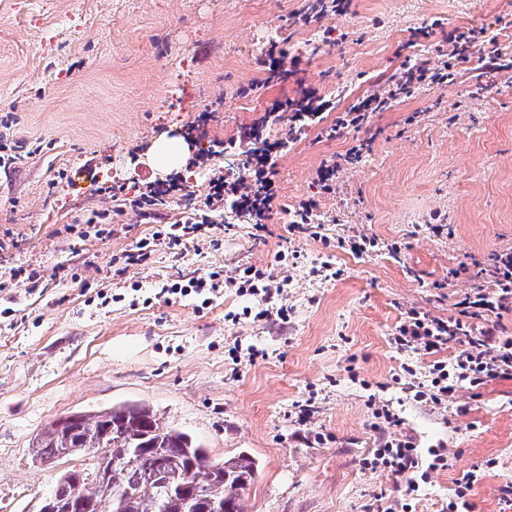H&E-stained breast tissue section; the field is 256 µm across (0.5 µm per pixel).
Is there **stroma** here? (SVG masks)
I'll list each match as a JSON object with an SVG mask.
<instances>
[{
  "instance_id": "obj_1",
  "label": "stroma",
  "mask_w": 512,
  "mask_h": 512,
  "mask_svg": "<svg viewBox=\"0 0 512 512\" xmlns=\"http://www.w3.org/2000/svg\"><path fill=\"white\" fill-rule=\"evenodd\" d=\"M336 3L324 13L319 0H0V155L24 148L0 167V274L20 266L40 278L38 289L15 281L0 292V512H37L77 465L33 462L47 423L123 402L152 406L212 460L253 455L244 512H443L477 463L471 512H500L512 484V380L460 390L441 408L415 401L404 389L430 359L397 350L389 334L412 309L456 316L493 254L512 251V0ZM456 28L485 29L502 68L474 53L448 85H421L325 138L323 127L404 68H442ZM268 53L273 79L257 64ZM308 91L328 104L320 123L296 135L283 118L263 131L287 143L273 157L278 199L264 237L227 209L213 213L207 240L159 245L146 264L126 265L141 240L181 219L182 204L149 224L109 187L132 197L177 178L205 197L215 171L242 167L236 144L268 106ZM163 137L187 153L158 170L147 160ZM332 160L341 167L327 193L317 171ZM304 200L316 204L315 239L288 232L287 212ZM95 212L110 223H89ZM360 234L377 247L338 248ZM286 250L300 255L284 271L288 323L242 318L258 304L248 295L207 304L161 292L216 268H266ZM326 259L341 276L313 274ZM102 288L120 302L100 305ZM251 346L260 358L233 360ZM374 398L394 402L419 448L448 457L418 495L363 467ZM305 401L316 408L308 425L292 414Z\"/></svg>"
}]
</instances>
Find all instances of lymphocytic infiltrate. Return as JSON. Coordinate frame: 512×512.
<instances>
[{
  "label": "lymphocytic infiltrate",
  "instance_id": "obj_1",
  "mask_svg": "<svg viewBox=\"0 0 512 512\" xmlns=\"http://www.w3.org/2000/svg\"><path fill=\"white\" fill-rule=\"evenodd\" d=\"M249 135L256 145L247 150L242 171L215 174L209 181L204 203H197L179 180L172 179L144 183L136 196L126 199V206L152 221L168 200L180 197L186 217L169 227L167 245L172 249L195 239L209 226L211 213L223 204L248 217L256 231H265L277 199L272 153L282 149L283 144L265 142L262 130L256 128ZM287 264L288 256L281 252L273 266L238 267L229 272L217 269L206 276H192L185 283L173 284L169 291L183 296H217L231 288L241 296L259 297L255 318L284 322L288 319V308L282 302L281 288L275 287L273 280L277 268ZM485 275L486 285L465 293L457 301L458 317L443 320L412 309L393 329L390 342L397 350L434 358L422 380L411 382L406 388L414 400L440 406L455 398L460 389L479 390L493 381L512 379V337L500 335L491 323L493 317L512 310V252L496 254ZM475 318L483 319L484 327L474 329L471 321ZM452 345L457 348L456 354L446 361L439 359V352ZM372 415L375 451L372 459L366 460V468H381L395 478H407L408 491H417L419 455L414 437H391V430L400 427L402 419L390 404L374 405Z\"/></svg>",
  "mask_w": 512,
  "mask_h": 512
}]
</instances>
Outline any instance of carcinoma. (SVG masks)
<instances>
[{"label": "carcinoma", "instance_id": "cac0c4a2", "mask_svg": "<svg viewBox=\"0 0 512 512\" xmlns=\"http://www.w3.org/2000/svg\"><path fill=\"white\" fill-rule=\"evenodd\" d=\"M71 449L70 455L89 457L91 467L81 469V488L89 501L104 502L108 512H243L244 492L254 483L255 458L241 451L217 463L190 435L169 427L150 406L139 403L114 405L84 415L71 430L50 423L35 437L32 457L42 462ZM142 448H160L163 468H158ZM116 453L126 465L112 473V482L98 479L100 460ZM192 470L196 483L184 485Z\"/></svg>", "mask_w": 512, "mask_h": 512}]
</instances>
